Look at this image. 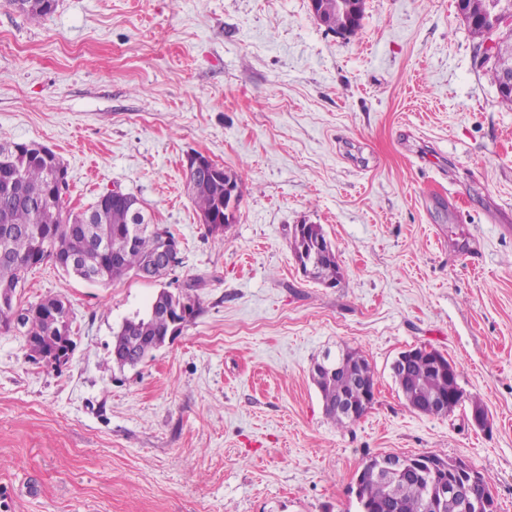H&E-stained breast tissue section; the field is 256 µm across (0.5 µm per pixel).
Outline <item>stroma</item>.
<instances>
[{
	"instance_id": "35a3bbf8",
	"label": "stroma",
	"mask_w": 512,
	"mask_h": 512,
	"mask_svg": "<svg viewBox=\"0 0 512 512\" xmlns=\"http://www.w3.org/2000/svg\"><path fill=\"white\" fill-rule=\"evenodd\" d=\"M473 56L455 0H365L347 40L309 0H58L37 20L0 0V138L62 158L67 208L117 186L180 244L157 281L27 274L20 305L66 296L76 346L56 366L0 329V512H359L369 458L430 452L512 512V106ZM192 151L246 175L223 235L188 193ZM301 223L338 286L300 271ZM163 289L196 318L118 368L114 333ZM419 346L455 365L454 414L395 384ZM346 348L376 399L340 429L311 368ZM305 228L294 225L289 239V246L296 262L306 264L308 261L317 262V273L315 275L314 266L307 263L299 264L301 271L306 275L313 277L314 280L325 284L328 287H336L341 281L340 266L336 257V250L325 238L320 225Z\"/></svg>"
}]
</instances>
